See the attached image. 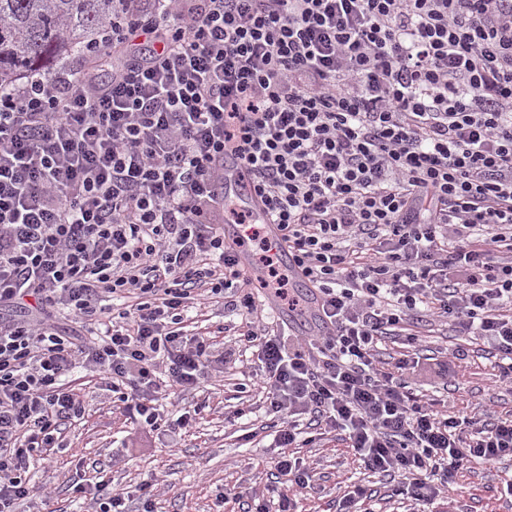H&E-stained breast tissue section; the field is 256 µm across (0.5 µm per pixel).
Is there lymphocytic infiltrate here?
<instances>
[{"instance_id": "lymphocytic-infiltrate-1", "label": "lymphocytic infiltrate", "mask_w": 512, "mask_h": 512, "mask_svg": "<svg viewBox=\"0 0 512 512\" xmlns=\"http://www.w3.org/2000/svg\"><path fill=\"white\" fill-rule=\"evenodd\" d=\"M115 2L108 81L77 65L0 90V512L82 411L64 376L107 380L156 430L162 399L224 367L182 329L194 292L261 316L224 242L230 220L257 236L228 152L333 327L247 332L271 409L345 431L417 512L462 462L512 457L511 419L438 415L373 363L429 312L512 383V0ZM224 196L252 209L258 218L270 223L265 206L253 192L242 161L233 155L224 156Z\"/></svg>"}]
</instances>
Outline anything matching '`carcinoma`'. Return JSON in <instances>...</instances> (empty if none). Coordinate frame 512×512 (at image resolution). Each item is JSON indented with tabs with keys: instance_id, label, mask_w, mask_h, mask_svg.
Masks as SVG:
<instances>
[{
	"instance_id": "obj_1",
	"label": "carcinoma",
	"mask_w": 512,
	"mask_h": 512,
	"mask_svg": "<svg viewBox=\"0 0 512 512\" xmlns=\"http://www.w3.org/2000/svg\"><path fill=\"white\" fill-rule=\"evenodd\" d=\"M113 0H0V87L62 67L112 24Z\"/></svg>"
}]
</instances>
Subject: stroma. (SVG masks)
Segmentation results:
<instances>
[{
    "label": "stroma",
    "mask_w": 512,
    "mask_h": 512,
    "mask_svg": "<svg viewBox=\"0 0 512 512\" xmlns=\"http://www.w3.org/2000/svg\"><path fill=\"white\" fill-rule=\"evenodd\" d=\"M276 316L246 325L225 309L223 299L198 297L185 323L188 333H202L214 352L223 354L224 370L199 387L172 394L169 412L195 410L192 428L170 425L156 431L131 423L103 380L74 373L70 385L85 411L61 427L56 454L34 455L30 494L20 512H79L83 502L73 491L82 474L99 473L114 491H128L127 512H255L267 486L297 501L298 512H337L347 487L360 486L366 512H412L399 494L396 478L370 474L359 466L342 433L332 432L301 448L311 470L307 488L293 487L278 476L274 435L281 414L268 410L265 396L251 387L261 363L242 334L279 328ZM415 343L389 336L377 352L380 366L395 371L400 359L415 361L407 379L415 394L437 410L476 421L512 419V385L499 379V358L486 342L456 336L449 321L432 316L417 324ZM465 346L466 359L453 356ZM245 416H238V409ZM512 479V459L468 462L454 474L451 502L438 512H512V497L502 488Z\"/></svg>",
    "instance_id": "obj_1"
}]
</instances>
